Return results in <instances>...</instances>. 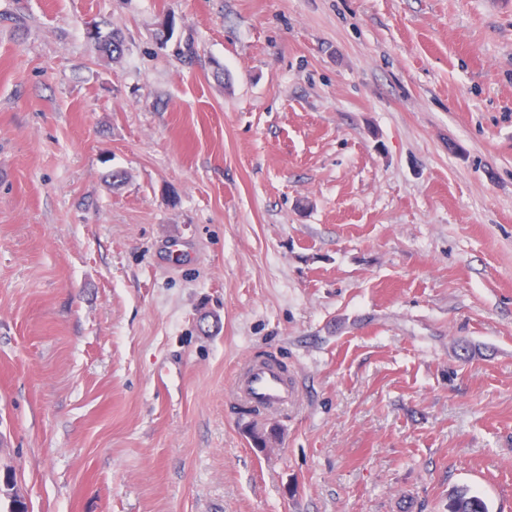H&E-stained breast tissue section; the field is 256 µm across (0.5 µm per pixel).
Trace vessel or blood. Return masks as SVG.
<instances>
[{"label": "vessel or blood", "mask_w": 512, "mask_h": 512, "mask_svg": "<svg viewBox=\"0 0 512 512\" xmlns=\"http://www.w3.org/2000/svg\"><path fill=\"white\" fill-rule=\"evenodd\" d=\"M232 393L241 406L269 413L287 412L299 401L281 364L266 357L249 358L237 368Z\"/></svg>", "instance_id": "1"}]
</instances>
